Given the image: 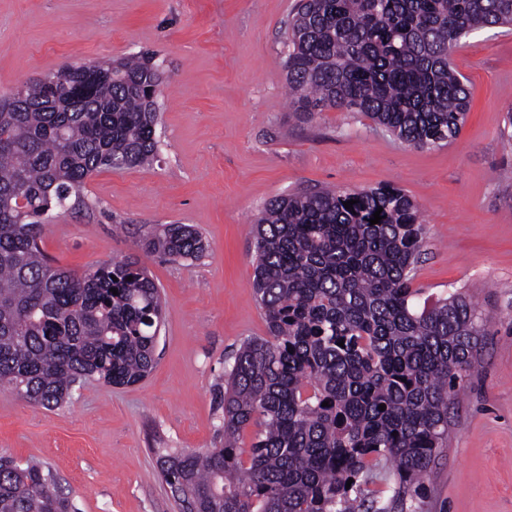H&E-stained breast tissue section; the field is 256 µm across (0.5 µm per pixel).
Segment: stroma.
<instances>
[{"mask_svg":"<svg viewBox=\"0 0 512 512\" xmlns=\"http://www.w3.org/2000/svg\"><path fill=\"white\" fill-rule=\"evenodd\" d=\"M297 0H0V93L67 64L148 52L166 81L159 161L88 178L83 206L44 228L50 263L84 272L136 253L162 224L193 225L199 259L142 263L159 286L157 364L141 382L76 387L47 410L0 390V455L49 468L78 512H180L155 449L220 447L224 370L267 326L252 288V223L271 199L387 185L421 208V299L460 291L488 316L481 369L450 410L423 512H512V26L451 57L472 93L458 139L416 149L358 112H288L284 31Z\"/></svg>","mask_w":512,"mask_h":512,"instance_id":"35a3bbf8","label":"stroma"}]
</instances>
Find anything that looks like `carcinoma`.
Instances as JSON below:
<instances>
[{"label": "carcinoma", "instance_id": "carcinoma-1", "mask_svg": "<svg viewBox=\"0 0 512 512\" xmlns=\"http://www.w3.org/2000/svg\"><path fill=\"white\" fill-rule=\"evenodd\" d=\"M504 25L512 0H300L285 31L288 109L300 120L361 112L414 148L449 145L471 99L451 53L471 31ZM94 68L0 99V388L43 408L87 380L146 378L163 317L137 256L77 273L41 251L44 226L81 201L87 178L158 158L153 57L112 62L108 86ZM253 234L268 337L245 340L225 374L224 446L158 449L163 481L183 512H412L488 318L461 292L414 305L426 231L394 187L280 196ZM140 249L176 263L205 242L190 224H162ZM72 509L49 469L0 458V512Z\"/></svg>", "mask_w": 512, "mask_h": 512}]
</instances>
